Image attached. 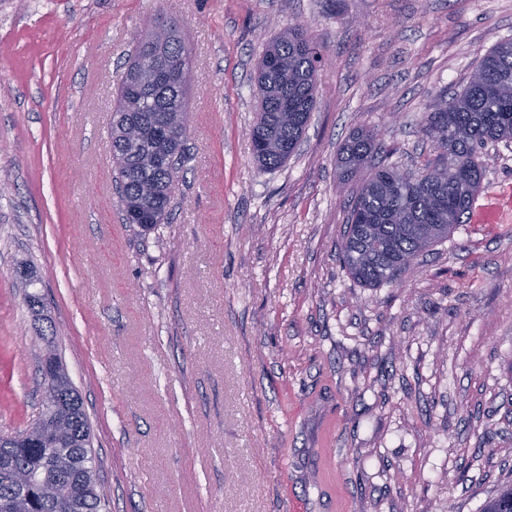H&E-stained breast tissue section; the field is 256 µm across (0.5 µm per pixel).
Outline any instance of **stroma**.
<instances>
[{
	"label": "stroma",
	"mask_w": 512,
	"mask_h": 512,
	"mask_svg": "<svg viewBox=\"0 0 512 512\" xmlns=\"http://www.w3.org/2000/svg\"><path fill=\"white\" fill-rule=\"evenodd\" d=\"M192 48L189 161L166 224H124L114 89L153 14ZM326 59L288 163L257 172L255 70L280 29ZM512 38V0H0V432L53 338L103 512H480L512 483V144L476 207L393 284L339 258L337 153L432 157L426 106ZM35 263L37 321L12 280Z\"/></svg>",
	"instance_id": "obj_1"
}]
</instances>
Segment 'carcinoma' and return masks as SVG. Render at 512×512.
Returning <instances> with one entry per match:
<instances>
[{"label": "carcinoma", "mask_w": 512, "mask_h": 512, "mask_svg": "<svg viewBox=\"0 0 512 512\" xmlns=\"http://www.w3.org/2000/svg\"><path fill=\"white\" fill-rule=\"evenodd\" d=\"M189 47L176 22L157 16L135 46L116 87L112 160L122 215L150 231L167 223L171 188L188 160L186 90L145 80L129 81L138 64L176 69ZM322 55L305 28L281 30L266 45L257 67L258 105L249 130L261 171L284 165L295 153L315 107ZM421 129L434 147L423 167L405 176L376 162L387 146L371 129L354 132L340 147L338 167L351 189L340 261L368 287L391 284L420 255L448 239L463 223L481 188L477 148L512 142V39L491 47L460 89L426 107ZM24 303L35 316L42 298L31 267L19 265ZM56 432L39 421L15 435L0 434V512H100L96 462L88 448L91 425L79 391L64 390L52 417ZM482 512H512V483L501 486Z\"/></svg>", "instance_id": "1"}]
</instances>
